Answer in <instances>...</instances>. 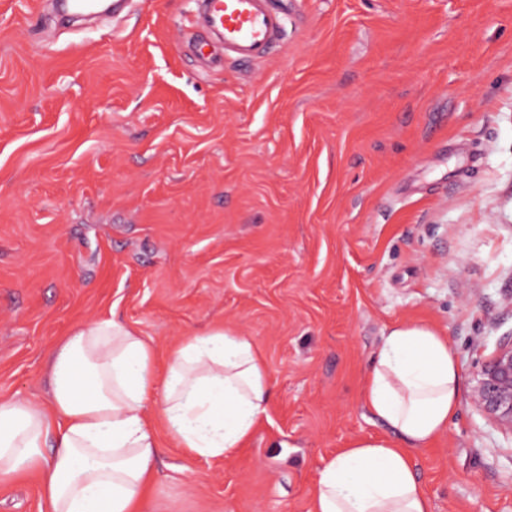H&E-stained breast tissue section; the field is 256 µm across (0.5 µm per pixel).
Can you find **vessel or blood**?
<instances>
[{"instance_id":"vessel-or-blood-1","label":"vessel or blood","mask_w":512,"mask_h":512,"mask_svg":"<svg viewBox=\"0 0 512 512\" xmlns=\"http://www.w3.org/2000/svg\"><path fill=\"white\" fill-rule=\"evenodd\" d=\"M269 0H201L200 16L225 55L239 61L264 57L280 39L284 21Z\"/></svg>"}]
</instances>
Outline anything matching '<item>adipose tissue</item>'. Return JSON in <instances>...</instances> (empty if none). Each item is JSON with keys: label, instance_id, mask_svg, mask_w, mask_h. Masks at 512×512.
<instances>
[{"label": "adipose tissue", "instance_id": "ef3b65f1", "mask_svg": "<svg viewBox=\"0 0 512 512\" xmlns=\"http://www.w3.org/2000/svg\"><path fill=\"white\" fill-rule=\"evenodd\" d=\"M46 368L47 406L0 400V475L38 472L47 512H142L160 449L155 395L181 447L209 458L242 447L271 396L253 341L220 326L174 352L161 387L152 345L112 320L60 339ZM459 392L447 336L425 323L392 326L362 400L399 439L361 440L325 460L311 512H430L410 451L443 435Z\"/></svg>", "mask_w": 512, "mask_h": 512}]
</instances>
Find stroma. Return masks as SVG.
<instances>
[{"label":"stroma","mask_w":512,"mask_h":512,"mask_svg":"<svg viewBox=\"0 0 512 512\" xmlns=\"http://www.w3.org/2000/svg\"><path fill=\"white\" fill-rule=\"evenodd\" d=\"M265 58L201 68L196 0L58 27L0 0V399L46 403L47 350L111 319L157 352L224 326L272 382L206 458L149 415L145 512H311L324 460L393 439L364 408L391 325L443 331L461 380L412 449L432 512H512V435L472 406L512 333V0H271ZM0 512H47L38 474Z\"/></svg>","instance_id":"35a3bbf8"}]
</instances>
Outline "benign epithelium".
<instances>
[{
    "label": "benign epithelium",
    "instance_id": "obj_1",
    "mask_svg": "<svg viewBox=\"0 0 512 512\" xmlns=\"http://www.w3.org/2000/svg\"><path fill=\"white\" fill-rule=\"evenodd\" d=\"M469 398L491 427L512 435V335L493 354L476 362Z\"/></svg>",
    "mask_w": 512,
    "mask_h": 512
}]
</instances>
